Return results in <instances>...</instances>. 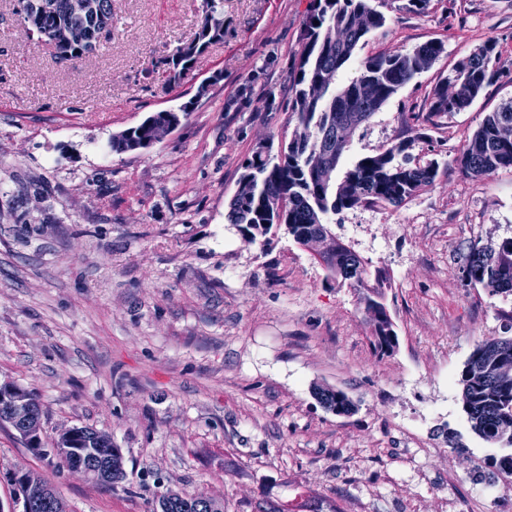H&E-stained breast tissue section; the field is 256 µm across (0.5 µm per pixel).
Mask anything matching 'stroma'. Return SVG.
Masks as SVG:
<instances>
[{
	"instance_id": "35a3bbf8",
	"label": "stroma",
	"mask_w": 512,
	"mask_h": 512,
	"mask_svg": "<svg viewBox=\"0 0 512 512\" xmlns=\"http://www.w3.org/2000/svg\"><path fill=\"white\" fill-rule=\"evenodd\" d=\"M406 3L380 0L388 21L356 59L428 41L444 51L352 132L345 159L412 139L439 175L400 206L345 210L330 226L385 275L399 344L379 356L359 291L329 281L316 250L284 234L262 249L225 219L243 161L292 131L309 0H224L223 41L177 86L157 64L193 38L202 0H112L111 33L71 61L0 0V384L36 394L44 447L89 426L125 457L124 479L100 486L0 427V502L8 472L30 469L67 512H154L169 491L252 512L283 479L338 512H512V483L483 492L492 448L459 382L477 342L512 336V295L462 278L471 242L512 237V169L472 179L454 164L512 101V0H430L422 14ZM490 40L499 80L430 116L435 86ZM186 102L150 149L104 152L113 133ZM318 388L345 392L354 411H327Z\"/></svg>"
}]
</instances>
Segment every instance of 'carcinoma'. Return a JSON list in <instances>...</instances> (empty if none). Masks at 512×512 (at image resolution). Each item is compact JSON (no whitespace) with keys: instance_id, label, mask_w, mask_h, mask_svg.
<instances>
[{"instance_id":"1","label":"carcinoma","mask_w":512,"mask_h":512,"mask_svg":"<svg viewBox=\"0 0 512 512\" xmlns=\"http://www.w3.org/2000/svg\"><path fill=\"white\" fill-rule=\"evenodd\" d=\"M72 0H17V14L24 27L41 34L65 27L79 40L59 48L62 60L79 59L97 50L101 36L112 31V0H88L89 7L75 11ZM386 15L374 0H311L300 42L299 62L291 75L294 96L289 122L291 136L278 150L259 145L245 159L240 189L229 202L228 223L252 242L266 247L270 237L284 230L294 243L320 247L318 255L336 285L365 290L361 302L371 315V345L385 355L398 343L394 325L381 293L368 284L362 258L336 239L327 224L343 210L377 205L399 206L433 185L439 163H412L414 141L399 140L374 153L358 157L341 180L334 174L348 148L336 141V129L351 130L366 122L398 90L410 82L444 50L438 41L426 42L411 53L368 56L355 61L359 43L382 28ZM224 39L223 0H203L202 18L194 37L177 45L159 67L169 84L187 76L195 58L214 42ZM496 44L485 43L459 60L452 74L437 85L429 114L440 116L466 109L489 84L500 78L492 58ZM357 64L356 75L340 87L338 74ZM454 91H448V87ZM190 112L189 105L155 112L141 123L107 141L110 154L151 147L155 129L175 126ZM512 125V105L490 113L454 158L457 168L474 178L488 177L502 167H512V138L500 129ZM466 285L481 287L492 296L512 295V237L498 243L475 241L468 247L463 269ZM462 409L471 428L484 441L499 447L486 462L491 481L512 478V337L478 343L461 371ZM320 403L337 415L353 411V402L342 391L321 390ZM60 455L56 466L82 460L73 450L96 449V456L112 466V481L124 478L122 449L86 426L71 427L54 443ZM288 484L268 491L256 512H291ZM160 512H224V505L204 494L168 492L158 502Z\"/></svg>"}]
</instances>
